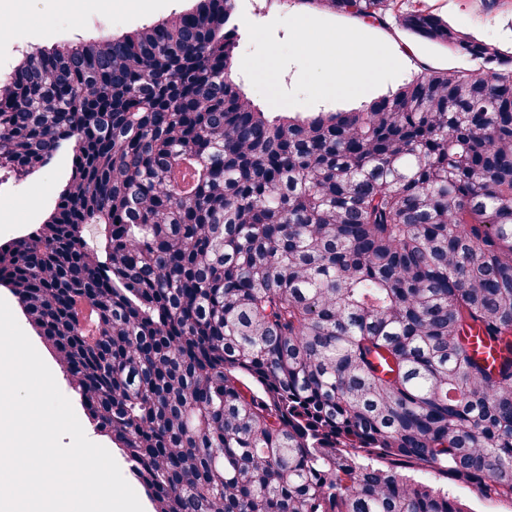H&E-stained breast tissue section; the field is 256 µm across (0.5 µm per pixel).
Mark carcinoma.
<instances>
[{"instance_id": "cac0c4a2", "label": "carcinoma", "mask_w": 512, "mask_h": 512, "mask_svg": "<svg viewBox=\"0 0 512 512\" xmlns=\"http://www.w3.org/2000/svg\"><path fill=\"white\" fill-rule=\"evenodd\" d=\"M303 3L382 24L396 0ZM234 10L0 80V169L73 153L0 284L154 512H471L432 473L512 504V55L413 9L483 71L273 116L229 75Z\"/></svg>"}]
</instances>
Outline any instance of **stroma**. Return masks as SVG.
Listing matches in <instances>:
<instances>
[{
	"label": "stroma",
	"instance_id": "obj_1",
	"mask_svg": "<svg viewBox=\"0 0 512 512\" xmlns=\"http://www.w3.org/2000/svg\"><path fill=\"white\" fill-rule=\"evenodd\" d=\"M193 0H0V22L13 14L26 18L25 25L8 41L0 40V75L10 72L34 47L76 44L141 29L190 8ZM420 8L437 14L453 28L474 39L496 45L512 55V0H399L388 12L386 22L371 25L356 17L320 10L301 0H236V12L254 23L278 17L305 14L349 25L384 41L400 56L406 79L425 70L481 72L480 61L453 52L421 38L400 23L402 13ZM72 152L62 148L44 168L19 177L9 175L13 185L40 189L41 194L24 216L0 214V243L27 236L48 219L71 172ZM0 298L12 309L18 323L55 376L62 393L70 400L86 436L109 446L106 436L95 432L86 418L79 396L68 384L49 347L29 324L8 286H0Z\"/></svg>",
	"mask_w": 512,
	"mask_h": 512
}]
</instances>
